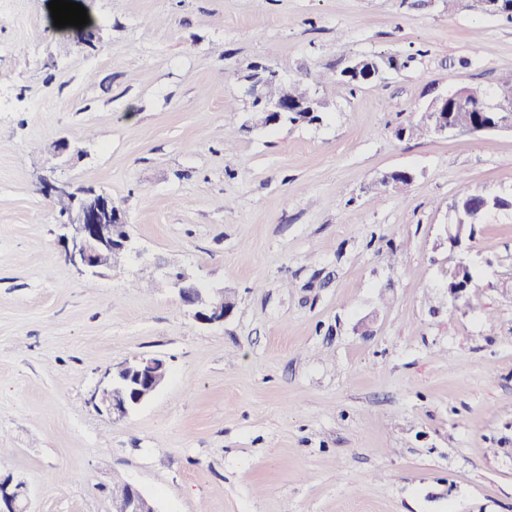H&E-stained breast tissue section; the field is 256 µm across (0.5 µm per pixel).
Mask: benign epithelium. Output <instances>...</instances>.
<instances>
[{"instance_id":"benign-epithelium-1","label":"benign epithelium","mask_w":512,"mask_h":512,"mask_svg":"<svg viewBox=\"0 0 512 512\" xmlns=\"http://www.w3.org/2000/svg\"><path fill=\"white\" fill-rule=\"evenodd\" d=\"M270 80H286L278 70L258 65L246 76V94L259 104L254 114L260 125L274 126L289 112H319L321 99L310 92L292 104L273 101L266 96ZM489 107L500 114V119L479 126L471 131L481 136L499 130H512V89L500 88L491 97ZM448 112V94L435 96L423 111L424 121L430 131L442 136L455 131L448 125L444 113ZM42 194L49 198L70 197L71 209L61 220L65 261L84 278L101 275L104 257L117 261L136 252L126 231L123 212L112 202V197L92 188H73L72 184L56 177L55 166L46 168L40 177ZM170 282V289L191 308L193 318L202 324H221L233 309V303L224 299V289L209 288L183 271L163 272ZM167 377L165 362L157 357H134L113 365L101 376L93 392L96 407L115 418H124L147 401ZM127 498L112 503V512H157L153 502L135 485H129ZM28 490L26 483L13 475H0V512H27Z\"/></svg>"}]
</instances>
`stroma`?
I'll return each instance as SVG.
<instances>
[{
    "label": "stroma",
    "instance_id": "obj_1",
    "mask_svg": "<svg viewBox=\"0 0 512 512\" xmlns=\"http://www.w3.org/2000/svg\"><path fill=\"white\" fill-rule=\"evenodd\" d=\"M79 2L91 47L49 0H0V472L31 512H112L118 482L157 512H512V209L448 288L449 208L512 194V131L397 136L512 71V22L468 0ZM354 58L380 78L318 83ZM257 64L316 91L320 122L248 128ZM52 159L138 250L91 284L40 191ZM175 266L233 300L223 324L151 284ZM135 356L168 377L112 418L92 394Z\"/></svg>",
    "mask_w": 512,
    "mask_h": 512
}]
</instances>
